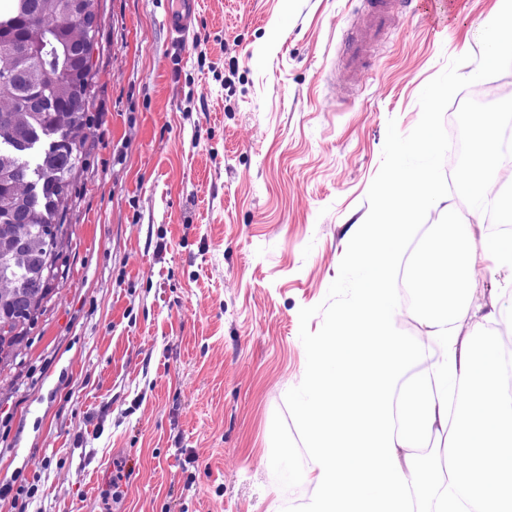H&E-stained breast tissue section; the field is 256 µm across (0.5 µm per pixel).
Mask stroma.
<instances>
[{
  "instance_id": "1",
  "label": "stroma",
  "mask_w": 512,
  "mask_h": 512,
  "mask_svg": "<svg viewBox=\"0 0 512 512\" xmlns=\"http://www.w3.org/2000/svg\"><path fill=\"white\" fill-rule=\"evenodd\" d=\"M397 16L353 93L336 64L360 0H100L66 280L0 369V512H300L308 343L351 296L389 121L417 125L495 0ZM197 5V0H170L165 23L174 40L185 42L194 32Z\"/></svg>"
}]
</instances>
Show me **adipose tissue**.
<instances>
[{"label": "adipose tissue", "mask_w": 512, "mask_h": 512, "mask_svg": "<svg viewBox=\"0 0 512 512\" xmlns=\"http://www.w3.org/2000/svg\"><path fill=\"white\" fill-rule=\"evenodd\" d=\"M442 148L433 136L394 145L387 210L358 225L349 242L357 286L332 335L311 342L298 401L313 455V498L304 512H512V392L490 323H510L498 303H473L475 263L512 269V238L483 224L429 232L414 281L415 313L442 350L427 376L424 345L393 335L395 288L413 227L404 215L430 205Z\"/></svg>", "instance_id": "obj_1"}]
</instances>
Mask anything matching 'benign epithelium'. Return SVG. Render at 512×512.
Returning <instances> with one entry per match:
<instances>
[{
    "label": "benign epithelium",
    "instance_id": "7a95c632",
    "mask_svg": "<svg viewBox=\"0 0 512 512\" xmlns=\"http://www.w3.org/2000/svg\"><path fill=\"white\" fill-rule=\"evenodd\" d=\"M63 15L80 19L86 30L93 31L99 24L98 0H66ZM48 46L52 47L55 68L64 76L70 98L69 112L75 119L86 112L85 86L91 74L92 54L75 40L69 24L61 22L48 34L32 24L20 42L0 38V53L14 57L22 69L42 59ZM5 205L10 209V223L0 226V240L19 249L21 243L13 233L12 225L24 222L26 214L18 205L8 201ZM57 264L55 252L45 251L40 256L39 271L27 288L0 300V331L4 332L5 339L11 338L8 331L14 320L22 316L32 319L40 314L55 285L51 274Z\"/></svg>",
    "mask_w": 512,
    "mask_h": 512
}]
</instances>
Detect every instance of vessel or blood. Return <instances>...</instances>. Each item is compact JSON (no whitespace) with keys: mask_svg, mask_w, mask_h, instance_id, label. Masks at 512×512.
Segmentation results:
<instances>
[{"mask_svg":"<svg viewBox=\"0 0 512 512\" xmlns=\"http://www.w3.org/2000/svg\"><path fill=\"white\" fill-rule=\"evenodd\" d=\"M402 0H365L353 31L344 41L341 73L351 82L393 24ZM198 0H170L165 23L174 40L186 41L195 29Z\"/></svg>","mask_w":512,"mask_h":512,"instance_id":"b4317fda","label":"vessel or blood"}]
</instances>
